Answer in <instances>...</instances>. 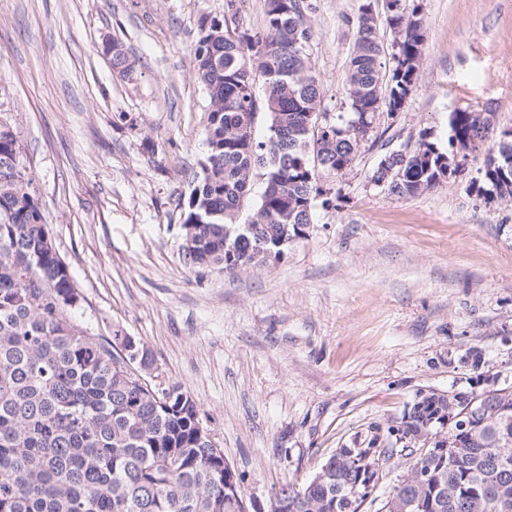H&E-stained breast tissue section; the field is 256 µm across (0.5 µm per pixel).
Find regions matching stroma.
Listing matches in <instances>:
<instances>
[{
  "instance_id": "35a3bbf8",
  "label": "stroma",
  "mask_w": 512,
  "mask_h": 512,
  "mask_svg": "<svg viewBox=\"0 0 512 512\" xmlns=\"http://www.w3.org/2000/svg\"><path fill=\"white\" fill-rule=\"evenodd\" d=\"M307 44L323 107L346 97L357 0H313ZM426 41L395 122L379 116L283 257L234 273L184 259L181 213L205 159L206 94L193 51L225 0H0V114L16 131L55 246L84 297L82 322L130 336L147 379L197 403L247 495L312 476L419 395L475 373L512 388V201L473 189L484 154L433 190L372 180L421 134L446 147L464 107L512 129V0H421ZM119 39L135 66L101 52Z\"/></svg>"
}]
</instances>
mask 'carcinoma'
Wrapping results in <instances>:
<instances>
[{"label": "carcinoma", "mask_w": 512, "mask_h": 512, "mask_svg": "<svg viewBox=\"0 0 512 512\" xmlns=\"http://www.w3.org/2000/svg\"><path fill=\"white\" fill-rule=\"evenodd\" d=\"M377 0H358L345 22L353 32L343 82L347 96L315 134L323 88L305 54L312 0H265L266 33L217 25L203 16L194 49L196 77L207 99L206 165L189 194L184 223L197 245L194 267L224 271L285 252L306 237L317 198L331 203L319 173H344L364 133L381 112L403 109L412 94L425 40L420 0H384L392 52L379 38ZM112 68L133 70L122 43ZM263 79L257 98L253 73ZM263 110L267 136L254 135ZM491 114H450L447 148L421 134L413 153H385L373 181L414 196L461 172L468 153L489 139ZM263 190L240 212L255 178ZM484 198L512 201V130L489 149ZM31 179L22 168L12 126L0 121V512H243L224 497V454L210 447L196 402L177 386L141 381L125 370L112 344L74 318L81 307ZM457 420L444 426L449 415ZM388 444L406 438V472L386 502H412L407 512H502L512 505V390L470 388L429 393L404 412L400 425L376 424ZM438 437L426 451L411 443ZM449 447L447 457L433 453ZM327 472L278 492L288 512H358L361 474L340 448Z\"/></svg>", "instance_id": "cac0c4a2"}]
</instances>
